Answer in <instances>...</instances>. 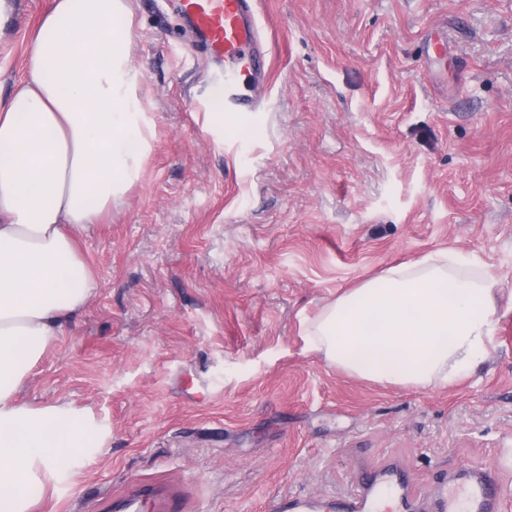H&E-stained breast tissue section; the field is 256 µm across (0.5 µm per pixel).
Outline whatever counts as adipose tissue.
Listing matches in <instances>:
<instances>
[{
  "mask_svg": "<svg viewBox=\"0 0 512 512\" xmlns=\"http://www.w3.org/2000/svg\"><path fill=\"white\" fill-rule=\"evenodd\" d=\"M128 0H50L25 76L0 100V512H33L105 448L93 415L17 397L29 370L97 288L79 242L141 179L155 120L130 61ZM495 288L450 250L392 267L306 327L336 370L401 388L450 385L494 345Z\"/></svg>",
  "mask_w": 512,
  "mask_h": 512,
  "instance_id": "adipose-tissue-1",
  "label": "adipose tissue"
}]
</instances>
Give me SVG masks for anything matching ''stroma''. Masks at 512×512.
Segmentation results:
<instances>
[{
	"label": "stroma",
	"mask_w": 512,
	"mask_h": 512,
	"mask_svg": "<svg viewBox=\"0 0 512 512\" xmlns=\"http://www.w3.org/2000/svg\"><path fill=\"white\" fill-rule=\"evenodd\" d=\"M48 2L6 24L1 98ZM129 5L152 149L83 233L98 289L22 390L90 408L111 438L34 489L42 512H113L132 477L186 512H263L390 460L423 491L467 464L512 482V0H256L268 82L248 123L222 125L177 0ZM448 249L496 282L495 348L468 376L404 389L310 350L326 304Z\"/></svg>",
	"instance_id": "stroma-1"
}]
</instances>
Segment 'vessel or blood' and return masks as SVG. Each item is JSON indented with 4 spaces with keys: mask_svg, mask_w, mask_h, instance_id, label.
<instances>
[{
    "mask_svg": "<svg viewBox=\"0 0 512 512\" xmlns=\"http://www.w3.org/2000/svg\"><path fill=\"white\" fill-rule=\"evenodd\" d=\"M181 8L218 64L211 83L223 97L228 112L256 110L254 86L268 75L256 23L254 0H182ZM179 512L174 494L146 496L132 490L119 503L120 512ZM267 512H512V484L490 466H468L450 472L447 481L427 494L415 490L410 471L389 463L358 480L344 495H279L270 499Z\"/></svg>",
    "mask_w": 512,
    "mask_h": 512,
    "instance_id": "obj_1",
    "label": "vessel or blood"
}]
</instances>
